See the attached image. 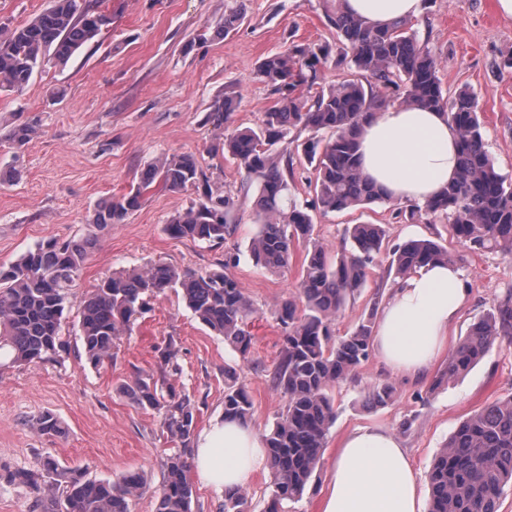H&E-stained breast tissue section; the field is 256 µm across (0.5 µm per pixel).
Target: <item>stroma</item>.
<instances>
[{
	"label": "stroma",
	"mask_w": 512,
	"mask_h": 512,
	"mask_svg": "<svg viewBox=\"0 0 512 512\" xmlns=\"http://www.w3.org/2000/svg\"><path fill=\"white\" fill-rule=\"evenodd\" d=\"M332 0H100L112 22L79 49L66 66L45 65L23 89H0V171L15 170L16 182L0 184V263L17 260L39 241L78 239L88 232L95 209L126 194L141 167L160 154L191 153L211 185L237 196L238 231L231 243L245 249L253 233V200L242 197L243 171L218 145L223 131L203 121L212 102L237 97V127L260 124L272 104L267 86L255 76L261 58L284 51L291 42H331L336 38L326 13ZM244 8L235 31H217L225 12ZM410 26L439 61L446 91L469 88L477 97L486 146L497 170L512 177V70L501 68L512 55V20L496 0H427ZM205 40H197V33ZM35 122L37 137L22 148L4 140L15 125ZM193 190H151L124 223L99 235L96 248L73 288L89 292L102 276L120 269L162 261L181 269L220 268L224 250L170 237L166 222L189 206ZM408 202L342 213L315 212V232L328 254L342 244L346 225L373 223L387 230L390 244L431 239L446 245L463 272L467 303L448 331L456 348L469 326L489 309L494 295L512 287V255L475 254L449 232L443 218L416 223L394 219ZM390 258L376 257L360 295L336 318L337 334L353 329L367 315L375 292L396 286L388 276ZM243 293L257 310L248 329L253 356L242 363L192 315L180 294L169 290L151 301L150 310L124 336L114 363L95 369L85 361L77 321L69 319L63 336L70 344L64 365L0 367V512H30L25 490L9 485L8 473L29 467L49 453L68 466L86 468L93 479L144 476L149 491L133 512H154L158 468L173 443L153 412L139 409L117 391L134 373L158 374L157 345L173 341L182 380L200 402L198 431L208 430L224 410V367L236 366L253 402L251 426L267 433L285 405L269 375L279 360L281 331L274 312L296 298L299 266L280 273L257 270L248 254L231 268ZM448 362L440 357L420 377L393 374L370 355L357 374L332 388L336 421L324 450V463L303 497L288 512H320L328 461L342 437L358 427H384L408 449L414 468L427 474L432 460L463 420L484 405L512 395V341H497L484 359L454 382L436 385ZM391 383L395 398L384 407L368 404L372 388ZM50 412L64 421L57 438L33 425Z\"/></svg>",
	"instance_id": "35a3bbf8"
}]
</instances>
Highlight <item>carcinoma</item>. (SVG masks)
<instances>
[{
	"mask_svg": "<svg viewBox=\"0 0 512 512\" xmlns=\"http://www.w3.org/2000/svg\"><path fill=\"white\" fill-rule=\"evenodd\" d=\"M327 18L336 41L293 42L259 62L256 75L269 87L273 105L259 126L237 130L223 143L224 153L245 172L244 191L256 193L255 232L247 247L254 266L275 273L288 268L295 250L303 251L298 300L287 299L276 311L282 350L270 382L284 394L286 405L265 434L273 490L264 512H286L284 504L303 495L336 418L329 391L355 375L372 350L381 291L374 293L368 314L351 331L338 336L334 323L346 302L365 286L374 256L385 247L386 231L381 224L347 227L345 248L332 262L314 234L311 215L388 201L359 167L357 133L362 121L392 100L447 112L459 139L458 177L424 207L399 210L395 217L414 223L425 215H442L453 237L469 249L480 253L499 248L512 254V179L496 170L486 148L475 94L462 89L448 95L437 57L420 44L407 20L375 28L349 15L343 0H336ZM110 21L108 14L82 0H50L27 24L0 33V86L19 90L46 63L66 64ZM333 58L347 63L350 73L325 86L323 69ZM237 107L238 99L226 94L205 113L204 122L228 127ZM299 127L313 133L301 143L307 163L301 169L288 148H278ZM35 133L34 126L20 124L7 139L23 146ZM298 178L313 192L303 205L290 195L291 183ZM152 188H190L196 193V199L164 225L169 236L212 247L234 237V197L211 186L193 155L160 156L143 166L128 193L97 206L92 230L84 238H48L18 260L0 263V355L16 365H64L68 345L62 328L76 304L71 289L90 249L99 232L123 223ZM390 256L388 271L396 277L449 259L448 248L430 239L396 244ZM171 289L181 290L194 317L222 337L241 361H249L253 336L247 321L255 309L233 277L222 270H179L149 262L102 277L76 304L87 362L97 368L112 361L122 336L149 309L150 300ZM511 336L509 288L469 327L440 379L467 373L498 339ZM157 352L159 376L136 374L120 385V393L137 407L157 413L162 430L181 444L160 462L162 482L155 492L154 512H192L188 473L198 400L170 382L180 374L175 344L169 341ZM393 398L389 383L374 386L370 393L375 406ZM251 412L252 402L236 368L224 366V419L246 422ZM36 426L44 435L63 432L62 421L51 413L39 416ZM427 480L428 512H499L505 487L512 486V396L460 421L436 454ZM9 482L30 495L32 512H131V502L146 490L138 474L113 481L92 479L85 469L62 465L49 453L12 473ZM246 503L244 489L226 491L222 512H245Z\"/></svg>",
	"mask_w": 512,
	"mask_h": 512,
	"instance_id": "carcinoma-1",
	"label": "carcinoma"
}]
</instances>
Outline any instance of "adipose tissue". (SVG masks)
Returning a JSON list of instances; mask_svg holds the SVG:
<instances>
[{
  "label": "adipose tissue",
  "instance_id": "obj_1",
  "mask_svg": "<svg viewBox=\"0 0 512 512\" xmlns=\"http://www.w3.org/2000/svg\"><path fill=\"white\" fill-rule=\"evenodd\" d=\"M345 9L374 26L414 18L423 0H346ZM363 174L393 200L426 203L456 176L458 143L445 112L390 106L358 134ZM466 299L461 270L431 263L406 277L383 306L373 345L396 374L419 375L444 349ZM267 462L264 437L221 421L193 450V472L217 490L244 487ZM322 512H426L420 477L400 438L385 428L347 434L327 470Z\"/></svg>",
  "mask_w": 512,
  "mask_h": 512
}]
</instances>
